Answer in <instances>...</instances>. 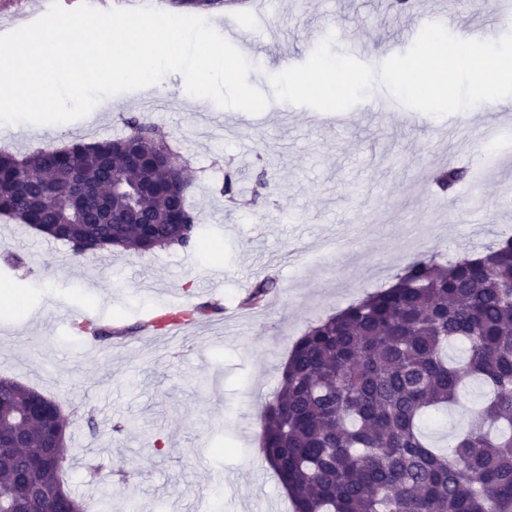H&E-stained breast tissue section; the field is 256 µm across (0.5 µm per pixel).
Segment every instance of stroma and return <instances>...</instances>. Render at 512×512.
Returning a JSON list of instances; mask_svg holds the SVG:
<instances>
[{
	"label": "stroma",
	"mask_w": 512,
	"mask_h": 512,
	"mask_svg": "<svg viewBox=\"0 0 512 512\" xmlns=\"http://www.w3.org/2000/svg\"><path fill=\"white\" fill-rule=\"evenodd\" d=\"M492 0H414L398 15L388 0H267L270 32H255L249 54L264 71L252 85L270 92L269 75L305 62L325 28L362 43L377 61L405 52L412 29L444 10L460 28L486 23ZM181 74L157 90L163 106L146 114L188 167L187 197L203 236L219 254L172 246L73 257L69 244L0 216V283L21 304L0 310V377L34 387L69 420L66 490L91 512H291L263 459L261 410L276 391L289 351L311 323L391 286L420 255L477 253L512 235V105H476L443 117L413 112L374 86L340 113L270 101L264 112H236L230 127L201 135ZM141 93L112 95L95 123L79 119L46 130L0 125V149L28 155L128 134ZM488 162L482 212L471 211L469 184L441 190L436 174L465 167L475 152ZM233 175L232 195L224 178ZM268 188H260L259 177ZM273 278L259 309L239 301ZM190 308L220 303L177 336L138 339L165 300ZM108 313L112 339L87 344L81 323ZM483 400L428 419L437 447L464 429Z\"/></svg>",
	"instance_id": "stroma-1"
}]
</instances>
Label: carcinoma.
Segmentation results:
<instances>
[{"label":"carcinoma","mask_w":512,"mask_h":512,"mask_svg":"<svg viewBox=\"0 0 512 512\" xmlns=\"http://www.w3.org/2000/svg\"><path fill=\"white\" fill-rule=\"evenodd\" d=\"M19 157L0 150V216L71 245L151 253L199 242L174 193L183 171L155 164L154 126ZM469 171L450 168L451 188ZM466 356L450 360L455 343ZM487 390L466 429L428 444L423 418ZM262 452L294 512H512V237L477 259L417 258L389 288L310 325L261 412ZM59 404L0 378V512H83L63 488L70 459Z\"/></svg>","instance_id":"1"}]
</instances>
